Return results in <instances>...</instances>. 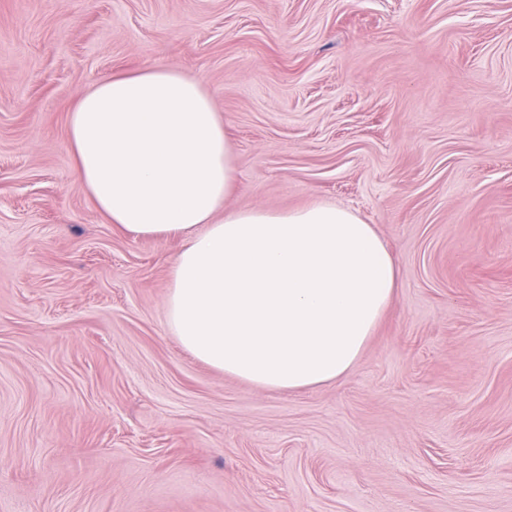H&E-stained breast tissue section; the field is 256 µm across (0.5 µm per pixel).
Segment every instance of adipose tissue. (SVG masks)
Returning <instances> with one entry per match:
<instances>
[{"label": "adipose tissue", "instance_id": "ef3b65f1", "mask_svg": "<svg viewBox=\"0 0 512 512\" xmlns=\"http://www.w3.org/2000/svg\"><path fill=\"white\" fill-rule=\"evenodd\" d=\"M67 130L75 175L109 223L183 237L165 309L187 351L274 391L356 367L399 268L350 210H225L232 154L202 79L164 66L106 76L78 97Z\"/></svg>", "mask_w": 512, "mask_h": 512}]
</instances>
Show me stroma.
I'll use <instances>...</instances> for the list:
<instances>
[{
  "instance_id": "1",
  "label": "stroma",
  "mask_w": 512,
  "mask_h": 512,
  "mask_svg": "<svg viewBox=\"0 0 512 512\" xmlns=\"http://www.w3.org/2000/svg\"><path fill=\"white\" fill-rule=\"evenodd\" d=\"M203 79L225 210L356 212L401 271L353 371L195 359L178 238L76 178L103 76ZM0 512H512V0H0Z\"/></svg>"
}]
</instances>
